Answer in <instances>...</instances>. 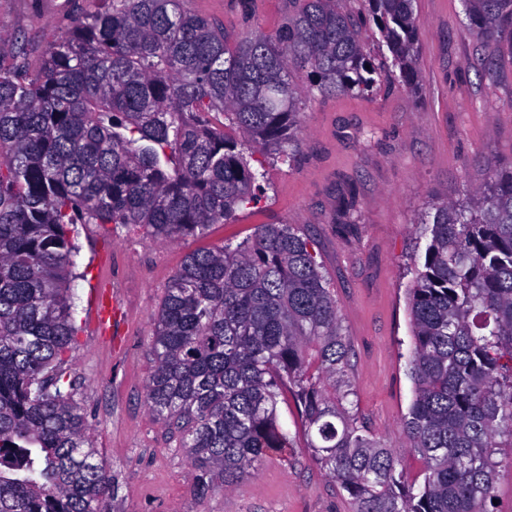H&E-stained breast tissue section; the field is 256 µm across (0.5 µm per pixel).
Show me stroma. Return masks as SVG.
I'll return each mask as SVG.
<instances>
[{
  "instance_id": "stroma-1",
  "label": "stroma",
  "mask_w": 512,
  "mask_h": 512,
  "mask_svg": "<svg viewBox=\"0 0 512 512\" xmlns=\"http://www.w3.org/2000/svg\"><path fill=\"white\" fill-rule=\"evenodd\" d=\"M222 26L272 35L288 0H181ZM102 0H0V33L18 39L37 74L48 46ZM418 91L389 85L363 96L311 100L293 164L267 167L268 198L212 225L203 238L152 241L133 226L81 229L76 258L81 330L66 358L74 398L118 485L112 512H353L345 491L305 448L291 397L279 422L294 451L268 456L255 472L204 500L194 497L184 449L144 401L155 368L153 319L187 253L249 238L260 224H292L313 244L336 295L352 355L358 415L383 444L404 448L402 419L413 399L407 356V290L425 238L416 229L429 202L454 201L485 184L488 164L512 168V34L478 37L461 0H416ZM489 56L496 66L482 70ZM123 327L104 341L94 326L95 285L104 273Z\"/></svg>"
}]
</instances>
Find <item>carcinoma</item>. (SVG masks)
<instances>
[{
    "mask_svg": "<svg viewBox=\"0 0 512 512\" xmlns=\"http://www.w3.org/2000/svg\"><path fill=\"white\" fill-rule=\"evenodd\" d=\"M48 47L31 78L0 34V512H109L115 486L74 400L65 356L80 325L69 282L79 227L202 237L265 201L266 165L291 160L304 98L368 94L390 72L419 84L415 0H288V25L234 42L179 0H103ZM470 30L512 29V0H462ZM387 53L375 57L362 30ZM408 290L413 400L404 454L364 428L351 344L310 241L292 224L189 252L165 289L146 387L208 498L292 447L354 512H489L512 448V169L437 202Z\"/></svg>",
    "mask_w": 512,
    "mask_h": 512,
    "instance_id": "1",
    "label": "carcinoma"
}]
</instances>
